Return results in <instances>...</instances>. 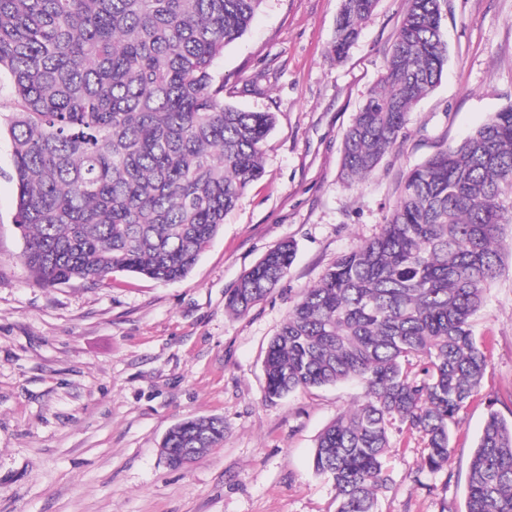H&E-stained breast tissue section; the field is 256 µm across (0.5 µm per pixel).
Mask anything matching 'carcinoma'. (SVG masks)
Masks as SVG:
<instances>
[{
    "label": "carcinoma",
    "instance_id": "1",
    "mask_svg": "<svg viewBox=\"0 0 512 512\" xmlns=\"http://www.w3.org/2000/svg\"><path fill=\"white\" fill-rule=\"evenodd\" d=\"M261 0H0V127L12 143L21 258L43 285L98 284L115 272L185 278L261 175L271 112L224 103V46ZM377 0H343L340 59ZM448 60L440 0H407L384 73L343 137L347 183L372 175ZM512 187V106L406 174L381 232L306 288L264 357L281 398L356 380L362 395L317 440L312 468L336 512H377L396 427L426 443L422 468L448 466L450 429L479 393L485 343L470 317L499 272L498 205ZM294 245L269 249L227 297L249 311L285 277ZM421 372L409 370L412 360ZM224 420L196 417L161 453L203 457ZM465 512H512V420L492 411L469 468Z\"/></svg>",
    "mask_w": 512,
    "mask_h": 512
}]
</instances>
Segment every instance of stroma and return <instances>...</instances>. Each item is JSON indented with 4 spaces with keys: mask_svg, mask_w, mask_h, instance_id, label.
Returning <instances> with one entry per match:
<instances>
[{
    "mask_svg": "<svg viewBox=\"0 0 512 512\" xmlns=\"http://www.w3.org/2000/svg\"><path fill=\"white\" fill-rule=\"evenodd\" d=\"M342 0H263L225 46L224 101L274 113L262 174L183 280L137 274L45 286L22 262L11 144L0 134V512H333L311 459L354 383L265 394L269 340L342 254L378 235L406 173L512 106V0H441L448 62L376 172L341 176L345 131L385 69L407 0H378L336 57ZM501 272L472 316L486 341L480 393L451 428L446 470L420 472L424 443L393 432V485L379 512H464L473 447L489 410L512 418V224ZM295 245L287 275L246 314L225 295L272 247ZM223 418L224 440L182 469L160 456L184 419Z\"/></svg>",
    "mask_w": 512,
    "mask_h": 512,
    "instance_id": "obj_1",
    "label": "stroma"
}]
</instances>
